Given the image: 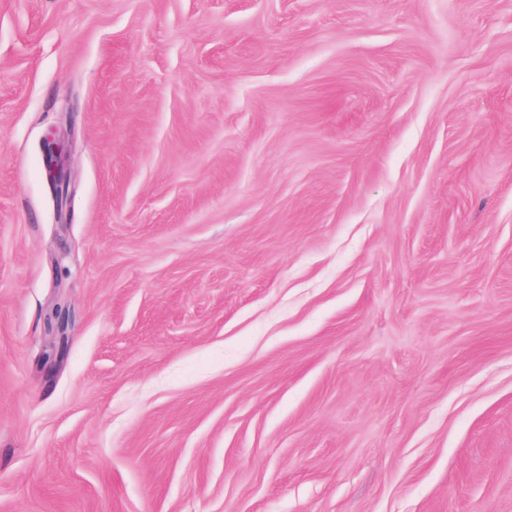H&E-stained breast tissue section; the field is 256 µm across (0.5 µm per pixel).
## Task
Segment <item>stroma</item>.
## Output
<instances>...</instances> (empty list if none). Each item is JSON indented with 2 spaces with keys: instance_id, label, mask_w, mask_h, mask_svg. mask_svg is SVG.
Listing matches in <instances>:
<instances>
[{
  "instance_id": "35a3bbf8",
  "label": "stroma",
  "mask_w": 512,
  "mask_h": 512,
  "mask_svg": "<svg viewBox=\"0 0 512 512\" xmlns=\"http://www.w3.org/2000/svg\"><path fill=\"white\" fill-rule=\"evenodd\" d=\"M0 512H512V0H0ZM64 147L55 138H45L42 143V161L46 180L53 192L57 214L62 219L63 207L71 192V177L63 161Z\"/></svg>"
}]
</instances>
